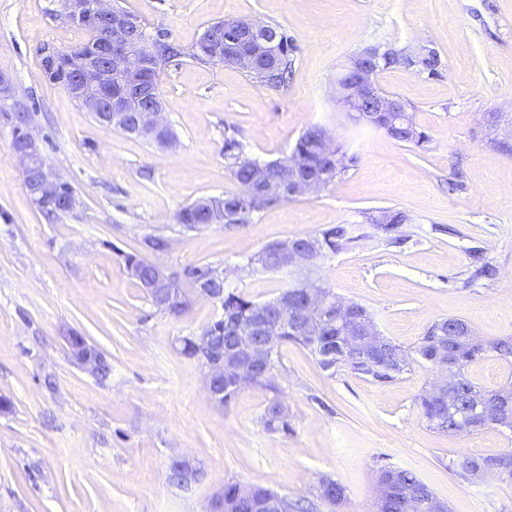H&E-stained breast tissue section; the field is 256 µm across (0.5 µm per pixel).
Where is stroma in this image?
Listing matches in <instances>:
<instances>
[{"label": "stroma", "instance_id": "obj_1", "mask_svg": "<svg viewBox=\"0 0 512 512\" xmlns=\"http://www.w3.org/2000/svg\"><path fill=\"white\" fill-rule=\"evenodd\" d=\"M48 0H0V512H216L224 483L259 484L291 499H315L322 480L344 489L316 512H375L384 466L414 473L450 512H512V484L469 481L449 464L469 451L512 449V431H437L417 398L436 378L413 350L442 318L464 319L481 341L512 336V0H122L148 32L190 46L217 20L250 17L294 40L292 76L271 89L231 65L181 58L159 77L177 145L162 149L95 121L43 74L39 50L86 39L53 23ZM370 46L434 49L437 76L379 71L380 90L408 103L425 148L344 120L333 81ZM23 103L49 166L81 205L47 218L29 198L13 156L15 105ZM326 128L355 158L333 183L282 200L248 224L185 229L177 212L239 186L224 164V133L246 157L289 155L303 132ZM403 211V244L366 224ZM357 227L355 247L316 260L308 275L337 299L371 314L380 336L411 352L389 382L345 365L323 369L295 344L275 356V388L247 386L226 405L206 390V370L180 340L223 310L197 293L181 315L157 312L124 272L135 253L166 272L211 265L226 286L258 302L292 281L257 272L251 256L269 244ZM168 246L155 251L149 237ZM493 278H472L475 258ZM85 336L111 372L97 379L70 355ZM286 405L293 432L265 429L271 400ZM179 457L198 481L168 480Z\"/></svg>", "mask_w": 512, "mask_h": 512}]
</instances>
